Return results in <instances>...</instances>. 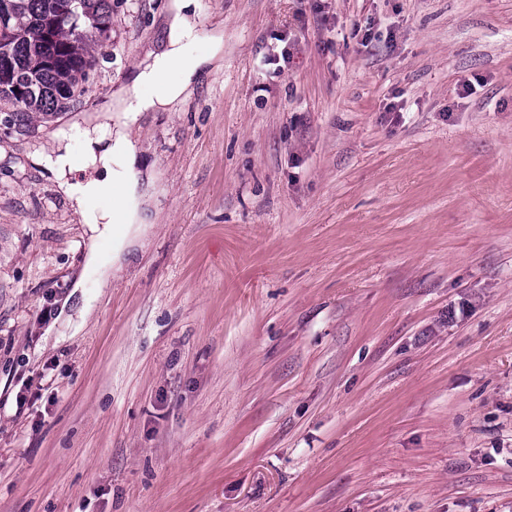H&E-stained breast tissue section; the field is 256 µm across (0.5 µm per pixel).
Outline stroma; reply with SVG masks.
Instances as JSON below:
<instances>
[{"label":"stroma","mask_w":512,"mask_h":512,"mask_svg":"<svg viewBox=\"0 0 512 512\" xmlns=\"http://www.w3.org/2000/svg\"><path fill=\"white\" fill-rule=\"evenodd\" d=\"M169 5L0 126V512H512V0H191L210 61L132 129L154 229L103 284L39 160Z\"/></svg>","instance_id":"1"}]
</instances>
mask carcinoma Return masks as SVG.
<instances>
[{
    "mask_svg": "<svg viewBox=\"0 0 512 512\" xmlns=\"http://www.w3.org/2000/svg\"><path fill=\"white\" fill-rule=\"evenodd\" d=\"M111 30L112 0H0L4 122L80 104L95 65L88 46Z\"/></svg>",
    "mask_w": 512,
    "mask_h": 512,
    "instance_id": "obj_1",
    "label": "carcinoma"
}]
</instances>
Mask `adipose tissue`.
<instances>
[{
    "instance_id": "obj_1",
    "label": "adipose tissue",
    "mask_w": 512,
    "mask_h": 512,
    "mask_svg": "<svg viewBox=\"0 0 512 512\" xmlns=\"http://www.w3.org/2000/svg\"><path fill=\"white\" fill-rule=\"evenodd\" d=\"M189 0H174L167 27V47L159 54H148L137 69L131 85L120 87L114 94L121 114L114 125L109 144L95 149L94 138H87L82 160H75L67 143H58L44 161L60 180L65 193L74 201L85 221L88 239L87 268L99 278L118 276L127 255L143 247L151 229L136 204L139 173L136 169L138 148L131 129L146 111L173 104L189 87L204 62L202 56L190 53L197 37L196 24L188 16ZM178 69V78H169L170 69ZM96 165L105 170V180L70 181L69 176L79 166ZM111 192L112 206L98 209L95 197ZM111 242L108 257H101L100 246Z\"/></svg>"
}]
</instances>
